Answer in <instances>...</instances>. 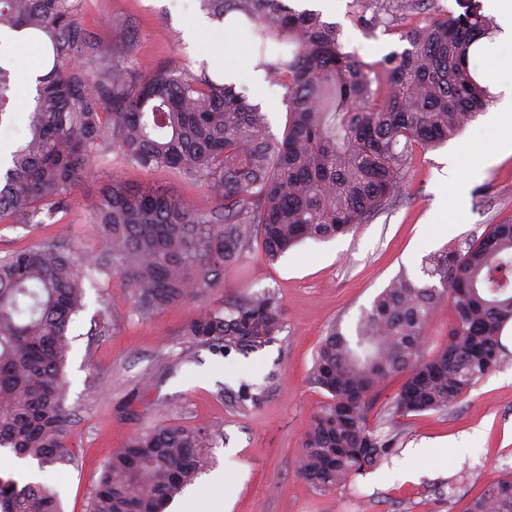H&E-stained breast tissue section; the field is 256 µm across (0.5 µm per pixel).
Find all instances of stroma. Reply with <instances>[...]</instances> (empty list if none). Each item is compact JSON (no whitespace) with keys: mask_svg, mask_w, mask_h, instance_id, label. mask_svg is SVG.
Returning a JSON list of instances; mask_svg holds the SVG:
<instances>
[{"mask_svg":"<svg viewBox=\"0 0 512 512\" xmlns=\"http://www.w3.org/2000/svg\"><path fill=\"white\" fill-rule=\"evenodd\" d=\"M352 0L322 12L342 25L349 50L367 61L402 51L400 22L367 32L350 17ZM199 0H82L79 21L105 58H131L150 71L173 65L205 66L193 32ZM505 106L493 96L487 109L457 137L418 153L396 202L351 233L307 240L275 263L252 240L242 263L216 288L159 313L140 316L120 278L85 288V308L70 326L67 402L77 410L71 430V465L40 471V483L60 492L63 512H88L103 464L144 428L215 427L214 448L224 484L196 480L195 493L224 500L227 512H465L471 499L512 471V324L504 329L500 364L446 413L426 412L383 425L397 448L366 475L329 493L297 472L301 444L314 413L328 398L311 381L317 349L332 326L349 327L400 271L415 272L424 256L480 237L490 224L512 222V155L486 167L482 159L500 138L489 125ZM459 160L463 174L446 184ZM132 184L158 182L209 209L197 183L165 169L145 170L108 153L72 193L66 211L41 224L0 222V256L41 243L65 241L76 251L102 248L103 230L90 204L113 174ZM271 288L284 327L249 355L227 356L185 334L199 310L220 308ZM277 382L257 409L240 413L224 402V385Z\"/></svg>","mask_w":512,"mask_h":512,"instance_id":"1","label":"stroma"}]
</instances>
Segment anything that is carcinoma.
<instances>
[{
	"label": "carcinoma",
	"instance_id": "obj_1",
	"mask_svg": "<svg viewBox=\"0 0 512 512\" xmlns=\"http://www.w3.org/2000/svg\"><path fill=\"white\" fill-rule=\"evenodd\" d=\"M81 0H0V31L27 33L36 53L34 107L0 171V221L64 209L106 151L147 170L169 169L205 188L207 211L157 183L119 177L91 206L106 232L96 254L49 242L0 257V449L40 467L73 461L66 404L68 326L85 307L84 279L120 277L144 317L196 298L242 261L252 237L269 262L305 240L345 234L384 210L418 149L458 136L489 102L473 43L490 33L479 0L463 12L404 28L402 52L365 61L346 50L340 26L287 0H200L217 22L242 16L259 47L258 68L285 90L281 135L260 103L203 68L159 66L142 75L107 63L78 20ZM389 0H352L351 21L384 23ZM10 55H0V125L13 119ZM454 316L445 345L422 356L430 317ZM512 323V223L446 245L402 272L349 329L333 326L312 382L328 401L313 415L298 471L331 492L374 468L395 438L369 423L380 387L405 381L379 423L448 411L500 362ZM284 327L275 291L200 312L185 335L225 355L258 349ZM268 387L224 389L227 405L257 409ZM221 433L161 425L112 453L88 512H164L210 464ZM0 512H62L58 494L0 476ZM466 512H512V474Z\"/></svg>",
	"mask_w": 512,
	"mask_h": 512
}]
</instances>
